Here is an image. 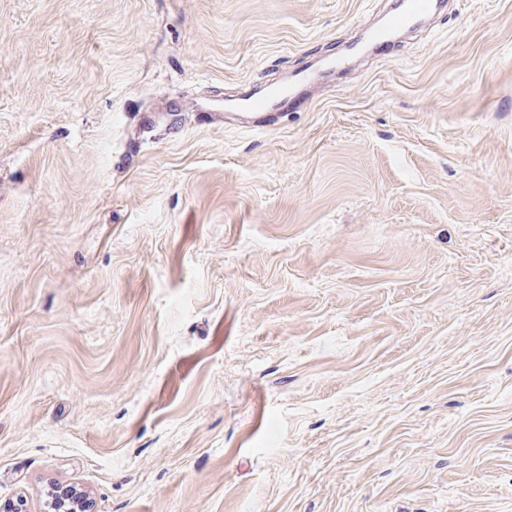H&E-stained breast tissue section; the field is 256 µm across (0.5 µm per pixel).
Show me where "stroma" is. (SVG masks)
<instances>
[{"label": "stroma", "instance_id": "1", "mask_svg": "<svg viewBox=\"0 0 512 512\" xmlns=\"http://www.w3.org/2000/svg\"><path fill=\"white\" fill-rule=\"evenodd\" d=\"M391 2L0 0V504L512 512V0L197 116ZM297 94L291 92L288 84L277 87H270L259 91H249L234 100H224L221 104H213L212 101H205L201 104L199 115L204 122L214 118H224L223 112L235 111H259L263 115L262 126L274 124L278 110L288 101L297 98ZM223 113V114H222ZM78 493L66 495L64 497L53 496L48 493L47 508L44 512H88L86 508L90 505L88 495L81 492V499L76 496Z\"/></svg>", "mask_w": 512, "mask_h": 512}]
</instances>
